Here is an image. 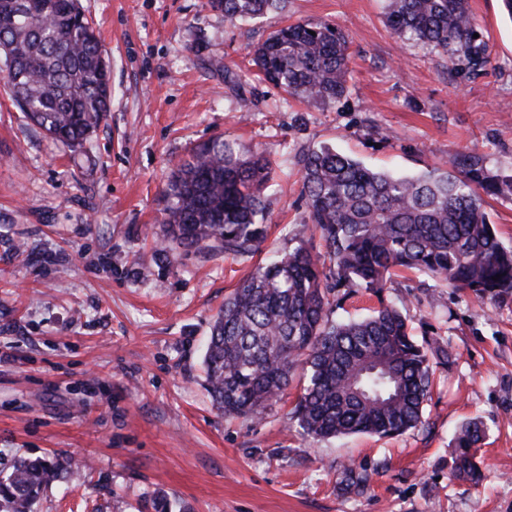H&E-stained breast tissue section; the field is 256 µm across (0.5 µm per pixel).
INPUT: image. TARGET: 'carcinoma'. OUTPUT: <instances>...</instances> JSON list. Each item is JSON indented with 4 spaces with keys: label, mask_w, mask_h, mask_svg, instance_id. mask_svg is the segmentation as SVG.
<instances>
[{
    "label": "carcinoma",
    "mask_w": 512,
    "mask_h": 512,
    "mask_svg": "<svg viewBox=\"0 0 512 512\" xmlns=\"http://www.w3.org/2000/svg\"><path fill=\"white\" fill-rule=\"evenodd\" d=\"M284 0H208L230 24L282 9ZM386 25L473 66L489 62L474 37L469 0H389ZM80 0H0V61L24 118L54 141L82 149L109 112L108 67ZM258 75L290 96L334 102L346 92L345 34L327 21L272 31L251 53ZM309 218L325 243H305L257 267L224 298L203 357L207 390L226 417L260 419L298 369L306 370L292 419L322 441L402 434L425 424L432 360L449 361L430 339L417 342L390 305L346 322L331 318L340 288L378 293L397 269L418 270L479 299L512 294V249L490 224L485 198L512 196V173L494 171L475 148L415 175L379 171L328 146L299 156ZM273 179L263 154L238 153L211 138L174 170L162 193L160 253L180 247L250 257L266 238L264 190ZM482 422L453 439L451 477L479 486ZM74 460L18 458L0 474V512H32L40 493ZM362 493L367 473L346 472Z\"/></svg>",
    "instance_id": "cac0c4a2"
}]
</instances>
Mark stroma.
I'll return each mask as SVG.
<instances>
[{
  "mask_svg": "<svg viewBox=\"0 0 512 512\" xmlns=\"http://www.w3.org/2000/svg\"><path fill=\"white\" fill-rule=\"evenodd\" d=\"M106 51L112 102L88 148L28 124L0 83V471L14 460L82 463L35 512H512V295L479 299L421 273L358 290L335 320L386 300L413 336L448 349L424 426L313 443L288 414L290 386L259 420L225 419L202 360L227 293L258 256L158 259L161 194L190 150L224 136L276 163L262 253L309 239L298 157L322 145L414 175L464 148L512 172V18L470 0L491 59L479 71L395 37L387 0H285L237 24L207 0H80ZM329 21L351 54L339 101L304 105L248 70L285 20ZM239 76L231 85L213 60ZM252 102L242 109V99ZM486 428L482 485L451 479L454 431ZM371 489L347 491V469Z\"/></svg>",
  "mask_w": 512,
  "mask_h": 512,
  "instance_id": "obj_1",
  "label": "stroma"
}]
</instances>
